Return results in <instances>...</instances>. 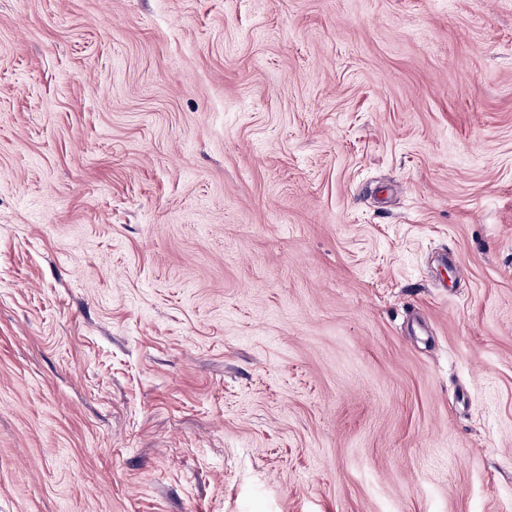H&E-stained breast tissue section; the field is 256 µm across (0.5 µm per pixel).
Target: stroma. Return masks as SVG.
<instances>
[{
	"label": "stroma",
	"instance_id": "35a3bbf8",
	"mask_svg": "<svg viewBox=\"0 0 512 512\" xmlns=\"http://www.w3.org/2000/svg\"><path fill=\"white\" fill-rule=\"evenodd\" d=\"M0 512H512V0H0Z\"/></svg>",
	"mask_w": 512,
	"mask_h": 512
}]
</instances>
